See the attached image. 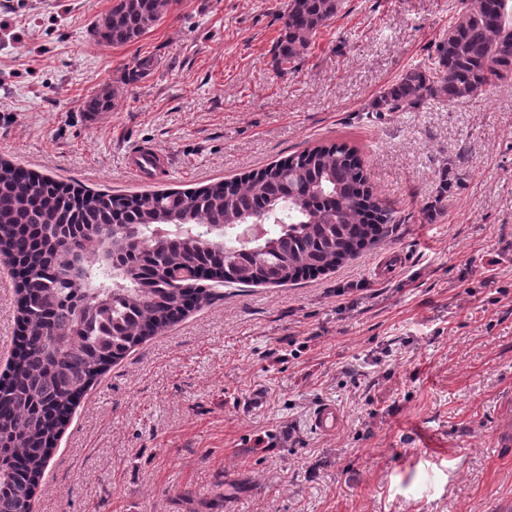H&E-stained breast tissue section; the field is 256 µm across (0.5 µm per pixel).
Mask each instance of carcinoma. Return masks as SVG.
<instances>
[{"mask_svg": "<svg viewBox=\"0 0 512 512\" xmlns=\"http://www.w3.org/2000/svg\"><path fill=\"white\" fill-rule=\"evenodd\" d=\"M430 63L385 87L372 111L462 103L512 79V0H461ZM173 0H115L93 31L131 43ZM342 0H287L272 48L281 73L309 51ZM115 108L104 88L87 116ZM396 211L369 183L356 149L328 142L240 178L135 195L58 182L0 159V247L13 262L20 320L0 376V512H35L53 445L77 402L113 363L187 312L212 282L286 285L314 278L389 237ZM67 238L58 254L47 245Z\"/></svg>", "mask_w": 512, "mask_h": 512, "instance_id": "cac0c4a2", "label": "carcinoma"}]
</instances>
